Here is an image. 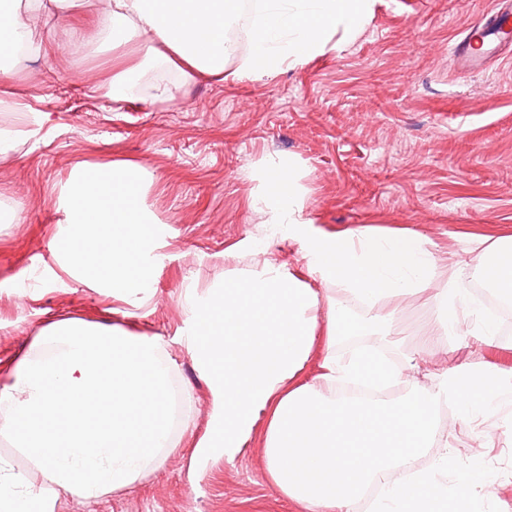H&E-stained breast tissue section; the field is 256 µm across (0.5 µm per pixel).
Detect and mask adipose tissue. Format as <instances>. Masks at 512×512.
I'll return each instance as SVG.
<instances>
[{"instance_id":"1","label":"adipose tissue","mask_w":512,"mask_h":512,"mask_svg":"<svg viewBox=\"0 0 512 512\" xmlns=\"http://www.w3.org/2000/svg\"><path fill=\"white\" fill-rule=\"evenodd\" d=\"M376 3L263 0L252 20L249 51L240 57L226 37L233 11L225 0H100L87 17L74 12L73 0H31L23 12L0 0V61L13 59L21 47L58 57L78 41L96 42L113 54L109 97L118 104L134 95L138 70L123 62V54L147 56L162 46L164 61L187 76L223 78L233 57L238 73L268 75L323 55L332 38L357 39ZM51 8L59 12L53 35L33 43L35 20ZM140 188L133 166L86 168L76 175L64 199L74 229L63 249L70 263L127 288L145 287L154 235L151 218L132 199ZM259 203L270 223L298 242L309 274L338 285L366 315L358 321L349 305L320 303L307 283L270 263L225 282L223 292L191 297L189 334L216 400L211 434L199 442L196 456L233 460L263 416L269 479L303 512H357L372 483L376 512H439L451 500L483 512L478 492L491 476L474 467L465 483H449L451 459L433 438L434 406L453 403L457 420L479 429L512 391V369L458 366L430 389L416 387L389 400L344 399L337 394L340 384H392L402 372L373 348L340 353L336 346L358 332L390 335L396 314L425 296L436 307L441 334L493 343L496 325L475 306L468 286L480 277L512 298V236L478 241L472 257L441 283L433 245L419 235L312 231L290 168L278 167L267 178ZM318 335L327 344L322 371L313 382L294 385ZM429 448L436 454L431 468L418 469Z\"/></svg>"}]
</instances>
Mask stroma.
<instances>
[{
    "label": "stroma",
    "instance_id": "35a3bbf8",
    "mask_svg": "<svg viewBox=\"0 0 512 512\" xmlns=\"http://www.w3.org/2000/svg\"><path fill=\"white\" fill-rule=\"evenodd\" d=\"M490 0H379L353 42L271 76L187 77L144 58L139 90L104 105L112 60L89 42L46 60L26 53L0 84V389L42 329L63 320L158 336L183 393L182 422L158 470L84 499L59 491L53 512H301L267 479L265 419L232 461L194 458L214 413L209 377L188 336L187 298L264 262L305 278L319 299L340 288L309 277L296 241L270 234L255 204L268 170L291 162L315 230L417 233L435 246L440 278L479 237L512 235V50L464 70L453 44ZM176 87L155 100L157 84ZM131 163L146 175L141 204L165 228L149 254L148 286L99 282L57 255L71 227L64 197L84 168ZM434 309L417 301L380 344L411 385L433 387L453 366L512 367V339L478 346L430 335ZM424 357H416L418 346ZM456 477L492 476L490 512H512V432L491 417L483 434L446 425Z\"/></svg>",
    "mask_w": 512,
    "mask_h": 512
}]
</instances>
